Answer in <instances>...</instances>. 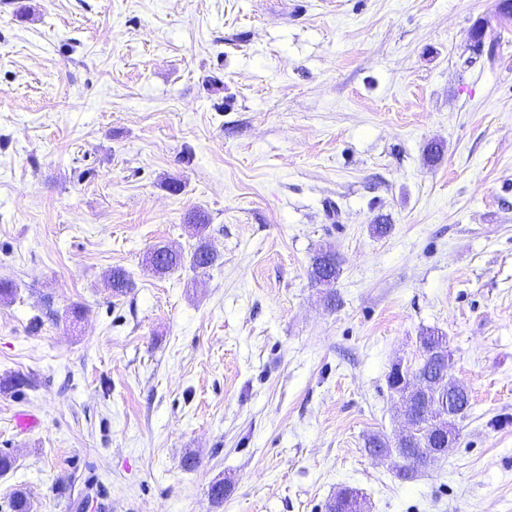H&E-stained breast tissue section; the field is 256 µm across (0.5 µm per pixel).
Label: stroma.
<instances>
[{
	"label": "stroma",
	"mask_w": 512,
	"mask_h": 512,
	"mask_svg": "<svg viewBox=\"0 0 512 512\" xmlns=\"http://www.w3.org/2000/svg\"><path fill=\"white\" fill-rule=\"evenodd\" d=\"M497 3L0 0V379H28L0 392V512L20 491L33 512H325L345 486L369 512H512ZM194 210L218 261L153 274L155 245L193 250ZM328 246L332 307L309 274ZM430 328L471 408L402 479L365 441L402 431L387 377Z\"/></svg>",
	"instance_id": "1"
}]
</instances>
